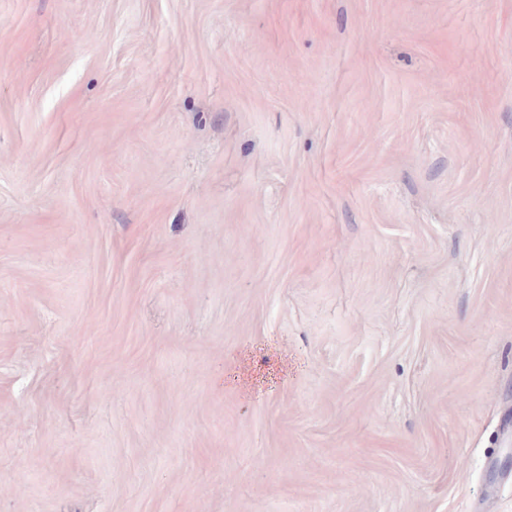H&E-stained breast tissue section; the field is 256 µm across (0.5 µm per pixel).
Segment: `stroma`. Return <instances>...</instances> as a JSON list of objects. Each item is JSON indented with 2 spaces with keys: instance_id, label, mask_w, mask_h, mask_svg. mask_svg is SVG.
Returning <instances> with one entry per match:
<instances>
[{
  "instance_id": "35a3bbf8",
  "label": "stroma",
  "mask_w": 512,
  "mask_h": 512,
  "mask_svg": "<svg viewBox=\"0 0 512 512\" xmlns=\"http://www.w3.org/2000/svg\"><path fill=\"white\" fill-rule=\"evenodd\" d=\"M0 512H512V0H0Z\"/></svg>"
}]
</instances>
